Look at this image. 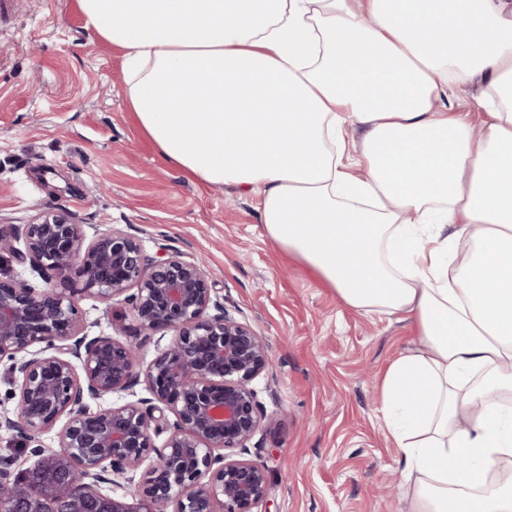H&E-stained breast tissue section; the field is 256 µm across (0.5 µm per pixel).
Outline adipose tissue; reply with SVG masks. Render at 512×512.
Returning <instances> with one entry per match:
<instances>
[{"label": "adipose tissue", "mask_w": 512, "mask_h": 512, "mask_svg": "<svg viewBox=\"0 0 512 512\" xmlns=\"http://www.w3.org/2000/svg\"><path fill=\"white\" fill-rule=\"evenodd\" d=\"M79 5L163 163L258 195L349 308L407 316L379 410L408 512H512L487 478L512 464V0Z\"/></svg>", "instance_id": "1"}]
</instances>
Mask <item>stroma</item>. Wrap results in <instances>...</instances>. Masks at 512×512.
Masks as SVG:
<instances>
[{
    "label": "stroma",
    "mask_w": 512,
    "mask_h": 512,
    "mask_svg": "<svg viewBox=\"0 0 512 512\" xmlns=\"http://www.w3.org/2000/svg\"><path fill=\"white\" fill-rule=\"evenodd\" d=\"M123 60L78 0H0V225L63 208L87 233L116 227L212 273L273 362L254 382L266 419L248 458L269 491L251 512H406L378 385L412 346L408 321L344 306L266 237L257 196L164 165L128 108ZM78 307L90 335L120 325L144 360L170 340L141 331L125 303Z\"/></svg>",
    "instance_id": "35a3bbf8"
}]
</instances>
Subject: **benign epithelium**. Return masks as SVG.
<instances>
[{"mask_svg":"<svg viewBox=\"0 0 512 512\" xmlns=\"http://www.w3.org/2000/svg\"><path fill=\"white\" fill-rule=\"evenodd\" d=\"M29 266L40 288L0 273V362L17 397L5 429L31 442L66 418L58 449L35 450V464L54 463L62 482L44 483L42 496L69 512L64 490L95 505L89 512H251L268 492L264 466L241 458L262 428L253 381L271 367L267 345L219 300L209 271L177 251L147 252L142 240L112 228L88 237L66 212L47 211L29 224L0 226V262ZM89 297L131 305L143 331L171 333L148 364L132 340L89 336L78 301ZM39 350H32L34 346ZM144 383L153 407L129 401L97 410L87 400ZM166 409L173 422L156 446ZM139 506L102 492L104 473L134 481ZM28 473L0 469V512H20Z\"/></svg>","mask_w":512,"mask_h":512,"instance_id":"7a95c632","label":"benign epithelium"}]
</instances>
